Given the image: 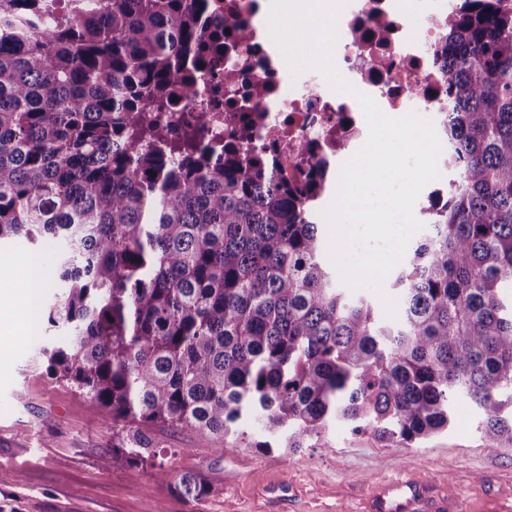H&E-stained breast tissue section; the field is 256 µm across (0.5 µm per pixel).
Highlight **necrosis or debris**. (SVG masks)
I'll use <instances>...</instances> for the list:
<instances>
[{"label":"necrosis or debris","mask_w":512,"mask_h":512,"mask_svg":"<svg viewBox=\"0 0 512 512\" xmlns=\"http://www.w3.org/2000/svg\"><path fill=\"white\" fill-rule=\"evenodd\" d=\"M350 0L338 20L339 38L334 64L340 74L370 95L382 112L400 117L409 111L429 113L440 121L448 109V85L436 53L448 31L458 0ZM261 0H224L222 7L248 20L249 25L231 61L215 66L216 83L225 68L237 73L238 85H262L265 98L257 117L264 144L277 148L281 173L302 181L317 159L327 163L326 174L338 179L340 170L368 138V127L357 101L327 87L322 75L309 71L290 82L282 55L269 39L260 13ZM419 24H411V15ZM211 86L199 87L181 99L176 111L166 113L174 131L194 123L197 112L207 114L201 131L205 141L224 138L223 111L209 110Z\"/></svg>","instance_id":"necrosis-or-debris-1"}]
</instances>
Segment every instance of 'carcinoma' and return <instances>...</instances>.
Masks as SVG:
<instances>
[{"label":"carcinoma","mask_w":512,"mask_h":512,"mask_svg":"<svg viewBox=\"0 0 512 512\" xmlns=\"http://www.w3.org/2000/svg\"><path fill=\"white\" fill-rule=\"evenodd\" d=\"M212 0H0V246L52 244L47 372L156 455L153 427L296 452L340 423L408 447L480 412L512 447V0H463L442 44L455 178L422 208L381 319L322 260L332 184L276 174L252 141L259 86L222 148L162 112L215 76L246 21ZM122 428L115 429V425ZM179 492H211L199 473Z\"/></svg>","instance_id":"carcinoma-1"}]
</instances>
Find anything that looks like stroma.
Wrapping results in <instances>:
<instances>
[{"label":"stroma","mask_w":512,"mask_h":512,"mask_svg":"<svg viewBox=\"0 0 512 512\" xmlns=\"http://www.w3.org/2000/svg\"><path fill=\"white\" fill-rule=\"evenodd\" d=\"M37 279L40 298L55 291L54 257L23 242L0 246V469L20 471L0 484V512H369L378 486L415 478L452 497L459 512H491L512 489V448L487 447L478 411L458 402L448 431L413 448L330 427L297 452L267 453L158 426L153 435L170 479L112 457V431L90 402L52 378L39 336L19 305L20 281ZM202 474L204 499L182 497L175 478Z\"/></svg>","instance_id":"35a3bbf8"}]
</instances>
